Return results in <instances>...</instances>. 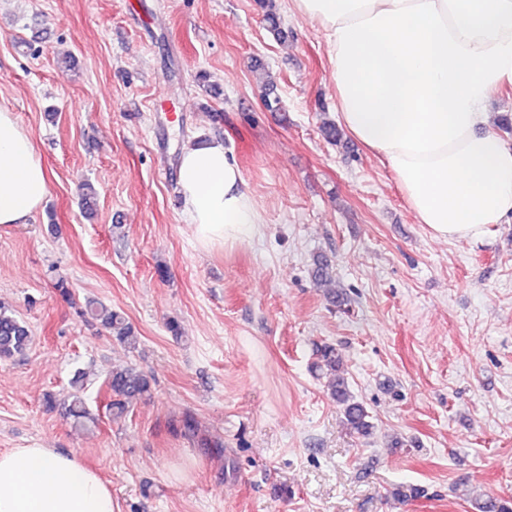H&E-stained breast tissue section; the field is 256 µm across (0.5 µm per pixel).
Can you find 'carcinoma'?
I'll return each instance as SVG.
<instances>
[{
  "mask_svg": "<svg viewBox=\"0 0 512 512\" xmlns=\"http://www.w3.org/2000/svg\"><path fill=\"white\" fill-rule=\"evenodd\" d=\"M260 7L265 9V20L269 31L276 36L282 35L281 19L272 9V3L261 0ZM333 267V261L329 257L323 255L317 257L314 262V278L320 283L331 281ZM86 314L100 323L116 340L129 345L135 343L131 327L125 323L119 313L101 303L90 302L87 305ZM29 342L28 327L11 310L0 305V359H9L24 353ZM315 367L328 378L327 391L341 408L349 429L363 436L369 434L372 428L369 413L363 404L351 395L349 381L342 370L341 358L336 348L326 344L318 347ZM85 382V373L80 370L75 372L71 381L74 392L62 403L65 414L80 423L88 418V411L80 395ZM104 386L109 395L107 407L112 410L114 417H120L126 412L127 404L131 399L150 391L147 378L133 368L112 371L104 381ZM476 510L477 512H512V498L489 496L476 503Z\"/></svg>",
  "mask_w": 512,
  "mask_h": 512,
  "instance_id": "1",
  "label": "carcinoma"
}]
</instances>
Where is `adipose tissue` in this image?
Returning <instances> with one entry per match:
<instances>
[{
    "instance_id": "adipose-tissue-1",
    "label": "adipose tissue",
    "mask_w": 512,
    "mask_h": 512,
    "mask_svg": "<svg viewBox=\"0 0 512 512\" xmlns=\"http://www.w3.org/2000/svg\"><path fill=\"white\" fill-rule=\"evenodd\" d=\"M325 36L346 131L394 173L416 223L474 240L512 216V147L489 100L512 91V0H291ZM184 215L206 250L259 237L263 217L224 143L184 146ZM49 193L32 137L0 104V225L25 224ZM0 512H114L112 491L79 456L0 452Z\"/></svg>"
}]
</instances>
